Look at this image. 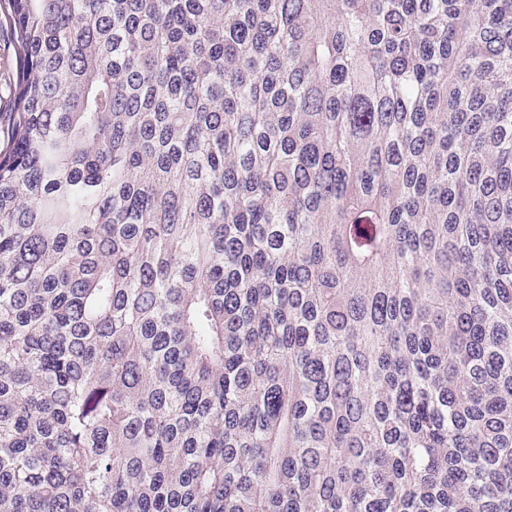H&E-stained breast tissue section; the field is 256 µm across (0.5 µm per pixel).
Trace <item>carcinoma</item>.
<instances>
[{
    "mask_svg": "<svg viewBox=\"0 0 512 512\" xmlns=\"http://www.w3.org/2000/svg\"><path fill=\"white\" fill-rule=\"evenodd\" d=\"M0 512H512V0H0ZM13 70V54L11 37L7 30L0 31V110L9 112L11 100L9 94V79Z\"/></svg>",
    "mask_w": 512,
    "mask_h": 512,
    "instance_id": "cac0c4a2",
    "label": "carcinoma"
}]
</instances>
